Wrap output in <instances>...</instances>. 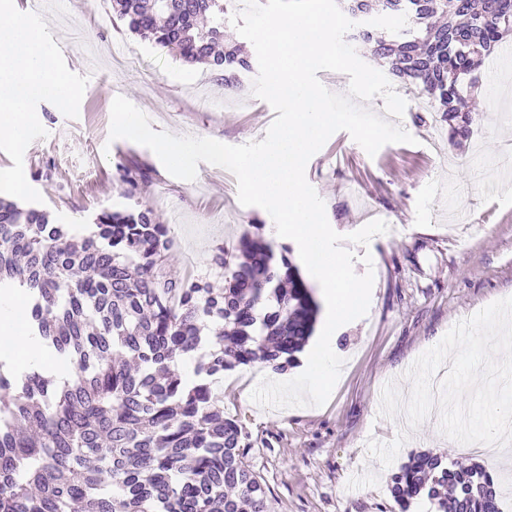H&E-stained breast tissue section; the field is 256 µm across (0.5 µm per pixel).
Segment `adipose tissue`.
<instances>
[{"mask_svg": "<svg viewBox=\"0 0 512 512\" xmlns=\"http://www.w3.org/2000/svg\"><path fill=\"white\" fill-rule=\"evenodd\" d=\"M8 14V21L0 25V133L17 137L29 121L32 102L68 98L70 89L50 71L52 52L41 34L28 26L16 8H9ZM24 300L17 289L0 293V358L18 373L57 374L58 365L49 359L39 337L19 329L18 312Z\"/></svg>", "mask_w": 512, "mask_h": 512, "instance_id": "obj_1", "label": "adipose tissue"}]
</instances>
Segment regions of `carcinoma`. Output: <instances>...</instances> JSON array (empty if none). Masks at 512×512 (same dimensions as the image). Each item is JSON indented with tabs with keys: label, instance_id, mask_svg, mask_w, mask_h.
Wrapping results in <instances>:
<instances>
[{
	"label": "carcinoma",
	"instance_id": "carcinoma-1",
	"mask_svg": "<svg viewBox=\"0 0 512 512\" xmlns=\"http://www.w3.org/2000/svg\"><path fill=\"white\" fill-rule=\"evenodd\" d=\"M233 0H112L129 31L220 71L232 85L251 61L224 40ZM351 12L392 16L356 39L436 103L466 134L463 77L512 32V0H350ZM121 195L146 192L149 172L117 167ZM217 280L173 279L171 238L152 208L99 214L78 239L45 210L0 198V289L24 288L32 334L71 378L0 370V512H268L245 461L246 432L224 416L212 380L240 365L284 371L313 335L319 305L286 247L261 225L212 258ZM199 355L188 383L174 366ZM406 508L421 494L461 512H499L480 464L411 456L390 481Z\"/></svg>",
	"mask_w": 512,
	"mask_h": 512
}]
</instances>
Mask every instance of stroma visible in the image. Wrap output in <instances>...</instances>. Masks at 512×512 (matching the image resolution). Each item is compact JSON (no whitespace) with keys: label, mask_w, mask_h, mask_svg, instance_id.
I'll return each instance as SVG.
<instances>
[{"label":"stroma","mask_w":512,"mask_h":512,"mask_svg":"<svg viewBox=\"0 0 512 512\" xmlns=\"http://www.w3.org/2000/svg\"><path fill=\"white\" fill-rule=\"evenodd\" d=\"M40 3L36 29L74 92L62 104L33 103L26 140L0 135V171L26 175L22 207L48 211L84 235L99 213L130 207L114 175L134 161L149 170L143 200L169 227L176 274L213 277L215 248L231 246L256 222L274 247L285 245L265 210L240 204L227 169L202 162L196 180L184 181L150 149L109 138L111 104L122 96L159 132L228 145L263 140L276 113L252 93L256 71L228 88L208 66L185 64L127 31L111 0ZM477 77L466 136L450 138L420 87L390 76L407 102L399 124L413 143H391L371 157L339 131L307 163L306 179L337 233L374 218L402 230L353 248L355 271L374 272L372 300L364 317L336 331L344 365L325 405H257L251 393L259 377L272 375L259 364L225 372L217 386L225 414L248 433L245 461L268 488L271 512H439L425 497L401 510L388 490L391 475L419 451L474 461L451 447L438 420L412 429L404 414L384 416L380 406L390 382L408 397L409 368L457 322L512 297V189L495 188L512 168V70Z\"/></svg>","instance_id":"stroma-1"}]
</instances>
